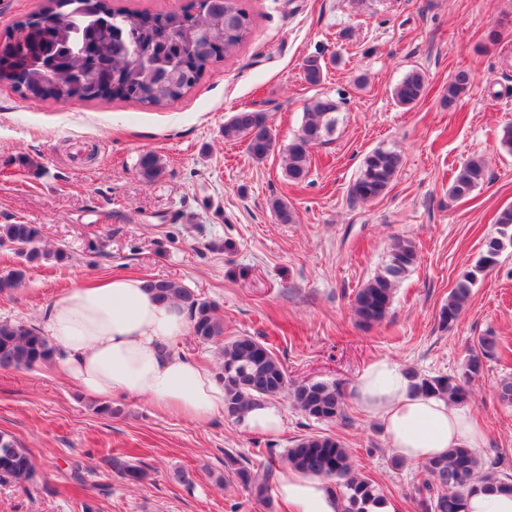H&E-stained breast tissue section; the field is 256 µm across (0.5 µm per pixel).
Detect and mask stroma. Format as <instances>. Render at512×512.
I'll return each instance as SVG.
<instances>
[{
    "label": "stroma",
    "mask_w": 512,
    "mask_h": 512,
    "mask_svg": "<svg viewBox=\"0 0 512 512\" xmlns=\"http://www.w3.org/2000/svg\"><path fill=\"white\" fill-rule=\"evenodd\" d=\"M239 2L254 21L250 38L169 106L33 99L0 83V224L35 225L42 248L67 255L34 265L22 287L0 295V321L37 325L56 294L101 277L169 279L214 303L225 337H263L289 380L338 385L344 414L317 422L282 396L276 434L225 416L197 424L138 398L115 400L108 417L57 362L0 371V431L30 448L36 464L33 481H0V512H82L84 501L96 512H284L234 477L220 486L214 477L225 453L259 470L310 433L340 440L397 512H415L407 493L421 468L392 467L381 421L353 399L356 380L380 358L459 375L483 336L501 345L468 383L463 406L484 430L483 460L501 458L512 473V405L497 398L512 377V248L479 275L456 322L439 320L496 235L499 213L512 207V155L500 146L512 125V0ZM318 53L330 63L312 86L302 62ZM462 68L470 89L444 107ZM413 69L425 74V93L403 107L393 90ZM324 95L340 105L336 129L313 148L305 181L292 183L285 149L306 106ZM244 108L267 115L275 147L264 160L224 137L225 122ZM377 148L399 152L402 167L385 194L357 201L351 188ZM147 151L162 163L151 181L138 170ZM471 158L484 159L485 180L453 199L455 171ZM275 197L294 222L279 221ZM397 238L415 243L418 262L398 281L388 317L360 326L355 294L384 270ZM108 455L148 467L149 479L128 484L104 464ZM179 469L192 485L175 481Z\"/></svg>",
    "instance_id": "1"
}]
</instances>
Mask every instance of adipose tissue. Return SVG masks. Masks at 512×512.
<instances>
[{
  "label": "adipose tissue",
  "instance_id": "ef3b65f1",
  "mask_svg": "<svg viewBox=\"0 0 512 512\" xmlns=\"http://www.w3.org/2000/svg\"><path fill=\"white\" fill-rule=\"evenodd\" d=\"M40 328L55 346L66 378L90 398H145L164 413L196 423L224 411L223 384L177 350L192 332L185 312L158 298L144 279L113 275L61 292ZM355 401L380 418L391 447L409 462L483 441L468 411L412 393L403 368L384 358L362 371ZM274 494L289 512L340 509L323 479L289 466L280 471Z\"/></svg>",
  "mask_w": 512,
  "mask_h": 512
}]
</instances>
